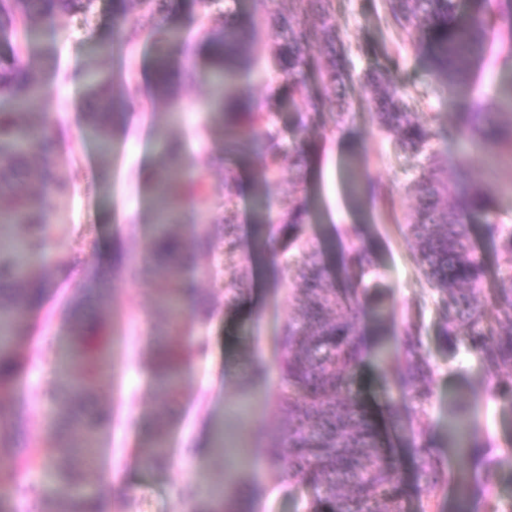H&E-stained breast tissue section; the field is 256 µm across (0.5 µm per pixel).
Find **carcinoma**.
<instances>
[{"label":"carcinoma","mask_w":512,"mask_h":512,"mask_svg":"<svg viewBox=\"0 0 512 512\" xmlns=\"http://www.w3.org/2000/svg\"><path fill=\"white\" fill-rule=\"evenodd\" d=\"M271 0H253V15L260 16L274 44V58L288 88L299 91L314 51L327 55L330 65L321 71V97L315 109L336 93L342 65L336 55V28L326 0H295V17L269 8ZM94 0H3L0 33L12 35L16 44L0 53V243L5 230H21L11 250L0 249V392L11 393L22 361L11 350L13 330L22 326L28 295L36 284L19 259L21 254L46 251L51 238L52 200L69 194L70 183L52 163V129L41 103L48 87L35 65L41 53L39 29L56 17L73 11H91ZM139 13L126 17V0H113L119 22V41L135 45L144 36L158 44L153 57L155 78L151 95L173 101L182 85L199 79L187 61V48L172 34L161 31L167 0H139ZM388 14L398 26L409 27L417 45L429 53L436 77L449 88L468 91L474 70L483 59L488 32L495 15L512 22V0H470L466 22L457 20V0H386ZM317 14L320 27L308 26L305 17ZM256 25L241 26L235 16L203 35L202 47L212 61L209 79L213 88L210 111L224 116L237 112L251 128L247 140L231 138L224 153L258 150L265 159L264 183L280 180L284 165L302 173L308 152L303 143L286 146L281 130L269 113L229 95L226 78L235 65L253 59ZM115 43L98 45L85 71V92L96 103L84 113L85 126L101 153L112 150V136L123 111L112 98V78L103 65L112 59ZM367 83L377 92L381 129L392 135L404 152L423 158L415 180L418 204L406 225L415 241V260L437 290L446 308L440 341L454 349L462 343L483 365L489 391L512 402V267L496 277L491 304L480 295L488 276L477 255L469 217L489 215L485 193L473 188L464 195L451 194L428 151L435 132L403 110L400 90L387 71H374ZM458 130L465 138L490 147L512 145V127L491 112H461ZM181 142H165L164 161L154 173L153 200L156 224L143 256V264L156 279V292L166 308L168 329L155 343L154 382L170 395L179 389V377L195 353L193 343L177 335L182 314L183 240L171 231L179 209L189 200L206 218V224L224 226L223 245L234 250L238 224L237 177L224 168V198L207 190V176L200 172L177 178L172 171L183 155ZM39 172L44 190H31L28 174ZM310 212L306 199L291 186L276 201L275 216L267 230L280 252L291 254L288 271L301 283L292 295L293 314L283 331L285 355L281 371L285 390L277 410L288 423V445L267 449L270 463L288 462V470L312 491L307 512H400L403 477L398 463L387 457L362 403L351 393L352 375L362 361L369 341L359 311L369 300V288L336 283L328 274L317 249L303 236ZM483 235L512 262V226L486 219ZM343 262L360 277L370 274L374 256L364 246L343 253ZM224 299L235 301L241 280L234 267L224 271ZM111 302L107 280L93 276L86 288L68 303L66 316L71 340L60 359V378L51 395L52 423L43 446L33 444L27 433L29 417L21 402L12 404L9 427L0 425V444L16 448L15 465L26 472H42L55 486L48 512H108L106 502L86 482L92 470L100 437L109 425L107 414L95 405L96 390L111 363V351L99 336L98 310ZM402 366L397 376L400 397L414 403L420 421L419 438L410 452L417 465V479L428 501L444 491L447 476L433 458L426 406L431 403L432 369L423 354L418 328L406 327L400 341ZM158 433L144 454L149 466L168 461L164 426L166 414L157 416ZM498 463L487 440L474 439L466 448L463 468L467 486L478 488L482 512H512V500L497 496L484 483V474Z\"/></svg>","instance_id":"obj_1"}]
</instances>
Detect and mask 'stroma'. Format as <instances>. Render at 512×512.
Here are the masks:
<instances>
[{"instance_id": "35a3bbf8", "label": "stroma", "mask_w": 512, "mask_h": 512, "mask_svg": "<svg viewBox=\"0 0 512 512\" xmlns=\"http://www.w3.org/2000/svg\"><path fill=\"white\" fill-rule=\"evenodd\" d=\"M331 10L344 43L345 106L333 103L323 111L312 110L309 99L317 91L318 71L324 66L318 55L306 71L305 91L288 93L271 57V41L264 34L258 40L257 64L239 70L232 92L274 112L286 141L305 134L316 142L300 190L311 202L305 234L329 268H336L340 250L356 242L346 235L351 225H362L359 242L374 250L376 268L365 281L374 285L375 295L362 319L373 345L355 371L351 389L362 401L384 450L401 464L405 480L401 512H428L433 506L438 512H476V498H463L458 483L461 460L448 453V419L469 415L477 436L493 443L500 463L491 472L490 484L505 499L512 495V437L502 430L501 422L512 418V404L491 395L480 362L465 347L450 352L437 339L442 303L417 267L413 245L401 230L413 210L411 183L420 160L397 150L381 133L366 76L374 70L391 72L405 91L406 111L436 131L430 144L436 165L459 192L481 188L492 200V218L512 225V148L492 153L469 144L459 137L456 124L462 109L495 111L496 79L512 72V26L498 22L469 94L460 97L434 76L414 44L412 31L392 23L385 0H331ZM223 18L222 0L206 8L197 0H171L164 24L187 37L202 71L208 61L197 51L200 33ZM115 31L112 0H96L92 15L60 16L41 37L53 55L40 68L50 88L44 110L57 133L53 161L58 174L70 181L71 192L53 202L49 250L28 262L32 274L48 281L50 288L38 306L29 309L14 343L24 363L14 395L25 404L31 438L41 442L48 433L56 358L69 341L63 306L82 291L89 273L105 270L112 302L102 315L115 376L96 397L112 420L101 436L91 483L119 504L123 498L116 495L114 484L125 481L132 490V512L204 507L209 503L208 489L218 485L224 488L225 503L244 494L251 496L253 512H306L308 489L287 467L256 468L250 461L268 442L286 440L288 435L277 400L283 390L282 329L295 282L287 255L274 256L256 247L257 237L263 234L257 201L262 196L276 198L279 190L264 185V159L258 153L230 157L224 167L215 164L213 155L223 149L228 130L207 114L209 87L202 80L181 89L174 119L169 116L173 109L164 102L146 96L125 102V124L115 134L111 154L102 155L82 119L89 108L84 66L91 44L115 39ZM153 55V45L142 41L133 50H119L106 63V70L115 75V100L124 101L128 83L149 87ZM172 138L185 146L186 167L207 172L212 196L224 195L225 167L236 172L235 260L244 283L242 295L220 306L208 323L185 318L181 333L194 337L199 349L184 372L179 395L173 398L154 384V338L165 330L166 318L156 303L152 273L138 264L154 218L152 185L141 180L140 171L146 165L160 166L161 142ZM373 183L385 188L389 203L370 197L368 187ZM133 224L139 227L134 234L129 231ZM223 279V256L208 252L196 254L182 273L183 283L196 296L214 292ZM412 322L422 326L423 350L433 370L434 398L426 409L427 423L435 455L448 473V486L433 505L418 488L415 465L406 453L418 436L419 423L408 403L397 398L398 338ZM254 397L259 403L250 409L246 429L239 434L228 432L225 439L228 445L244 446L247 461L211 452L197 455L202 433L213 432L219 421H233L229 404L242 405ZM167 408L173 411L166 427L171 457L164 467L150 468L141 456L156 430L157 413Z\"/></svg>"}]
</instances>
